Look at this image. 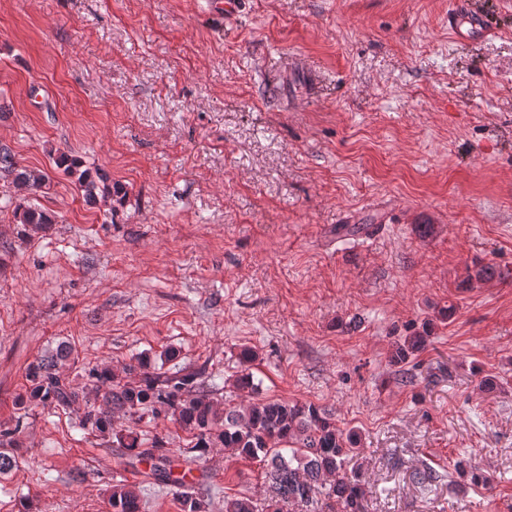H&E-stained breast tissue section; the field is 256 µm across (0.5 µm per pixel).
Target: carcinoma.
Listing matches in <instances>:
<instances>
[{
	"mask_svg": "<svg viewBox=\"0 0 512 512\" xmlns=\"http://www.w3.org/2000/svg\"><path fill=\"white\" fill-rule=\"evenodd\" d=\"M0 173L12 177L20 191L46 185V178L35 177L2 149ZM78 184L82 196L90 202L122 192V187L112 184L105 175L94 178L85 173ZM13 216L25 227L54 223L48 213L29 204L16 205ZM495 275L490 264L468 269L460 287L490 282ZM428 338L427 327L405 337L395 345L392 362L408 361L425 349ZM68 357L69 350L62 346L29 365V385L20 401L23 409H67L79 401V392L59 370ZM138 368L145 370L147 361L138 358L136 363L125 365L121 373L112 369L93 371L101 400H85L81 428L115 438L129 459L150 465L154 479L181 488L185 476L174 474V460L163 444L142 447L136 424L146 414L169 417L191 434V442L180 453L181 465L187 469L216 448L232 457L263 464L270 488L264 502L241 496L226 501L224 512H368L367 492L360 476L346 469L349 453L357 444L356 434L340 430L326 410L282 400H258L243 408L222 409L199 371L175 376L145 371L138 383L124 380L122 374ZM118 414L128 418V425L119 430L112 427V418ZM19 433L18 424L0 431V474L17 466L15 454L4 448L13 447ZM109 505L112 512H141L142 508L135 486L121 481L112 485Z\"/></svg>",
	"mask_w": 512,
	"mask_h": 512,
	"instance_id": "obj_1",
	"label": "carcinoma"
}]
</instances>
